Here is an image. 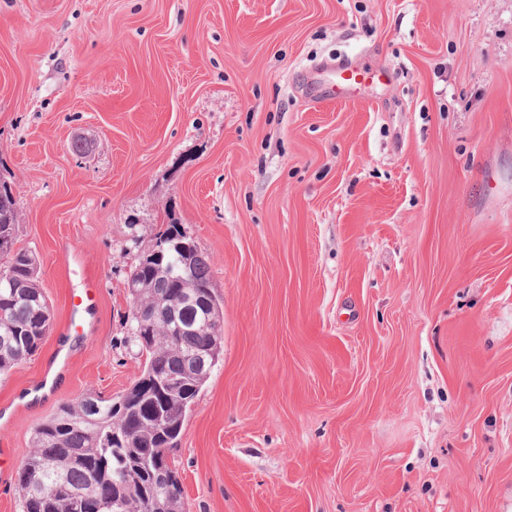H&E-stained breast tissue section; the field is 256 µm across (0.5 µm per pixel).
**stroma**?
Returning <instances> with one entry per match:
<instances>
[{"label": "stroma", "instance_id": "stroma-1", "mask_svg": "<svg viewBox=\"0 0 512 512\" xmlns=\"http://www.w3.org/2000/svg\"><path fill=\"white\" fill-rule=\"evenodd\" d=\"M0 180L52 313L0 377V512L36 426L138 378L170 223L224 300L184 512H512V0H0ZM96 288L93 282L85 281L82 288H72L68 294L69 321L66 336L74 340L85 337V323L91 307L95 304L94 294Z\"/></svg>", "mask_w": 512, "mask_h": 512}]
</instances>
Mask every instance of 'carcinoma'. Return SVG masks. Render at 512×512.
<instances>
[{
    "label": "carcinoma",
    "instance_id": "carcinoma-1",
    "mask_svg": "<svg viewBox=\"0 0 512 512\" xmlns=\"http://www.w3.org/2000/svg\"><path fill=\"white\" fill-rule=\"evenodd\" d=\"M17 233L15 201L3 184L0 238L9 242V250L0 251V269H10L11 277L0 281V376L40 348L51 320L37 257L16 247ZM176 233L189 245L188 252L171 248L162 262H139L130 275L145 288L132 305L149 316L158 305L167 307L164 316L152 321L155 346L133 336L146 355L141 376L163 373L179 383L159 396L131 393L126 414L112 408L116 400L102 396L94 404L81 398L62 405L35 428L33 450L19 469L22 512H75V497L89 487L97 512H113L112 504L119 501L134 512H151V499L164 505L172 498L182 502L181 489H154L147 470L129 471L131 459L178 446L188 412L208 380L199 375L198 352L223 342V302L206 258L177 224L168 225L156 243ZM49 455L55 458L53 469L44 464ZM59 479L68 492L54 491Z\"/></svg>",
    "mask_w": 512,
    "mask_h": 512
}]
</instances>
